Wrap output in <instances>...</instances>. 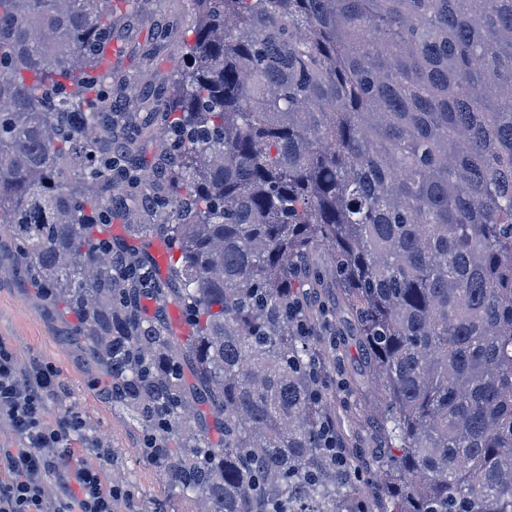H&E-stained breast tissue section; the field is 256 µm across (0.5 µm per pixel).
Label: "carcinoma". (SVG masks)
I'll return each instance as SVG.
<instances>
[{
  "label": "carcinoma",
  "instance_id": "carcinoma-1",
  "mask_svg": "<svg viewBox=\"0 0 512 512\" xmlns=\"http://www.w3.org/2000/svg\"><path fill=\"white\" fill-rule=\"evenodd\" d=\"M190 2L136 104L155 182L105 117L139 0H0V235L139 432L154 512H512V0ZM326 272L370 403L308 300Z\"/></svg>",
  "mask_w": 512,
  "mask_h": 512
}]
</instances>
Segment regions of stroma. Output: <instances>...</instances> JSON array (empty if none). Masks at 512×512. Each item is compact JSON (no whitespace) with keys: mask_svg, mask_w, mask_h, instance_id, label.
Instances as JSON below:
<instances>
[{"mask_svg":"<svg viewBox=\"0 0 512 512\" xmlns=\"http://www.w3.org/2000/svg\"><path fill=\"white\" fill-rule=\"evenodd\" d=\"M141 2L139 41L150 39L176 17L183 27L193 24L188 0ZM117 62L134 79L131 89L115 106L119 119L116 136L127 143L142 120L135 108L136 91L144 87L162 89L177 58L171 55L149 62L126 43ZM62 330L56 312L34 294L9 240L0 237V343L14 353L21 368L37 363L55 370L56 386L46 398L47 418L52 424H59L72 412L79 413L86 422L84 434L66 437L72 454L63 458V465L92 464L101 469L105 485L133 484L136 501L144 512H152L161 488L158 469L141 455L138 433L124 411L98 396L80 351Z\"/></svg>","mask_w":512,"mask_h":512,"instance_id":"obj_1","label":"stroma"}]
</instances>
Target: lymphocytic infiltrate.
<instances>
[{"label": "lymphocytic infiltrate", "instance_id": "f902f5d3", "mask_svg": "<svg viewBox=\"0 0 512 512\" xmlns=\"http://www.w3.org/2000/svg\"><path fill=\"white\" fill-rule=\"evenodd\" d=\"M55 386L52 368L21 371L11 350L0 343V420L15 439L0 448V512H114L116 497L91 465L58 466L65 455L64 436L85 422L74 414L64 428L46 420L45 399ZM55 475L54 489L45 478Z\"/></svg>", "mask_w": 512, "mask_h": 512}]
</instances>
